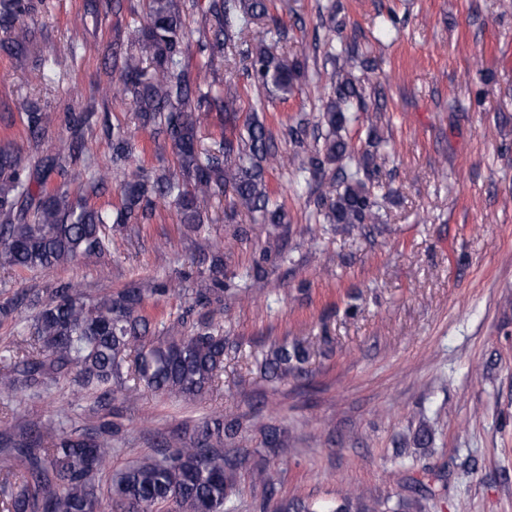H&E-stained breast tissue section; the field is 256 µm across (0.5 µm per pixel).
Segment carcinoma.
<instances>
[{
	"mask_svg": "<svg viewBox=\"0 0 512 512\" xmlns=\"http://www.w3.org/2000/svg\"><path fill=\"white\" fill-rule=\"evenodd\" d=\"M270 0H210L215 18L213 35L197 45L207 56L252 34L254 45L244 53V70L257 86L287 99L300 66L272 54L265 31L252 26L269 15ZM31 0H0V29L9 33L0 48L20 58L31 31L24 17ZM186 0H145L146 25L138 53L123 54L121 94L138 113L153 137L162 136L175 148L179 173H154L125 182L121 204L113 212L96 210L64 193L44 190L49 179L78 165L83 153L84 114L73 113V139L65 154H47L33 166L9 144L0 145V267L27 270L66 266L105 252L103 227L136 233L154 215V200L165 199L180 211L182 223L199 232L202 210L209 200L228 198L230 215L243 208L264 224L286 223V213L272 201L267 165L276 158L265 124L255 117L246 132L237 131L241 96L236 86L215 91L202 72L191 75L184 63L183 35ZM361 53L343 47L331 55L332 95L323 104L319 122L326 127L322 146L305 144L306 128L293 130L300 150L288 165L318 182L316 216L324 224H367L375 219V201L366 185L381 170V138L368 135V148L353 150L345 139L347 126L361 109L363 88L354 73ZM149 63L152 72L143 68ZM216 105L223 113L224 136L214 152L199 148L201 115ZM30 137L48 136L54 118L49 112L25 113ZM112 163L131 159L135 147L121 129L112 131ZM210 268L224 269V253L203 239ZM230 284L213 280L195 291L193 304L179 316L180 327L151 329L140 291L89 295L60 283L46 297L16 294L0 302V318L33 309L30 336L24 351L0 357V397L37 394L62 380L79 392L95 394L97 407L112 415V381L130 377L138 384L170 397L200 398L224 368L228 338L206 318L224 308ZM309 357L301 344L282 345L262 364L264 375L278 378ZM120 426L102 420L91 429L60 430L37 419L0 431V512H102L99 475L112 456V434ZM242 425L235 418L214 415L185 428L179 447L160 458H149L110 478L107 495L111 512H230L241 460L224 454V442L236 440ZM278 512H397L389 500L369 502L357 492L341 502L316 506L291 500Z\"/></svg>",
	"mask_w": 512,
	"mask_h": 512,
	"instance_id": "carcinoma-1",
	"label": "carcinoma"
}]
</instances>
